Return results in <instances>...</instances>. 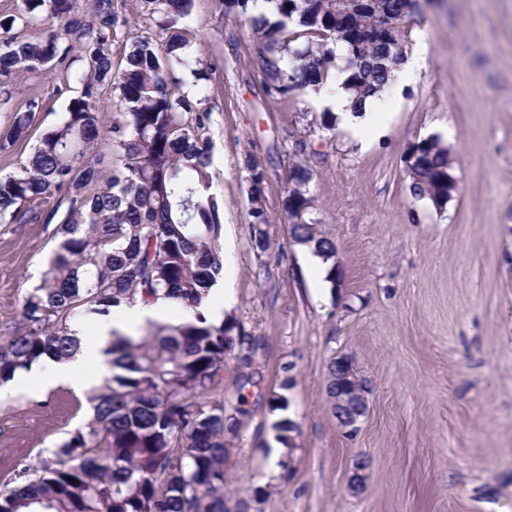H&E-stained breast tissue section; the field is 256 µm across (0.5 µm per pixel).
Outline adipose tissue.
Wrapping results in <instances>:
<instances>
[{"instance_id": "adipose-tissue-1", "label": "adipose tissue", "mask_w": 512, "mask_h": 512, "mask_svg": "<svg viewBox=\"0 0 512 512\" xmlns=\"http://www.w3.org/2000/svg\"><path fill=\"white\" fill-rule=\"evenodd\" d=\"M345 74H337L328 94L325 104L339 117L342 124L350 128L355 138L366 140L379 127L383 114L381 112L382 96H375L366 101L363 109L354 110L350 97L344 87ZM168 316L165 304L155 305L138 304L123 309L113 317L112 321L97 324L90 338L84 339L81 351L67 362H47L36 374L35 379L40 383H54L65 381L76 386H87V376L104 369L105 356L102 352L103 344L109 339L112 330H130L148 319H164Z\"/></svg>"}]
</instances>
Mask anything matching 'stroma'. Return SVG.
Instances as JSON below:
<instances>
[{
    "instance_id": "1",
    "label": "stroma",
    "mask_w": 512,
    "mask_h": 512,
    "mask_svg": "<svg viewBox=\"0 0 512 512\" xmlns=\"http://www.w3.org/2000/svg\"><path fill=\"white\" fill-rule=\"evenodd\" d=\"M417 80L381 136L359 142L315 93L265 98L258 45L222 0H194L180 33L202 59L180 89L210 114L212 191L222 204L225 318L245 335L218 390L239 421L224 491L260 512H512V0H431L406 23ZM77 78L39 73L0 100V128L40 95L28 138L0 151L18 171L80 96ZM439 138L460 189L443 209L412 196L407 153ZM268 175L267 250L254 243L245 155ZM312 170L310 220L336 244V284L316 285L283 209L292 161ZM59 236L56 224H0V336L20 320ZM372 387L356 432L326 394L332 358ZM284 395L297 424L286 466L272 425ZM88 390L59 382L0 388V462L30 464L85 419ZM371 465L351 489L360 457Z\"/></svg>"
}]
</instances>
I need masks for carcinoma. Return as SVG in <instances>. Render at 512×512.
Instances as JSON below:
<instances>
[{
	"instance_id": "1",
	"label": "carcinoma",
	"mask_w": 512,
	"mask_h": 512,
	"mask_svg": "<svg viewBox=\"0 0 512 512\" xmlns=\"http://www.w3.org/2000/svg\"><path fill=\"white\" fill-rule=\"evenodd\" d=\"M224 0V14L242 16L259 43L257 65L270 99L317 92L335 71L348 73L345 89L362 105L381 93L404 59L402 29L412 0ZM193 0H145L148 18L166 34L130 43L122 67L112 70V45L127 20L119 0H22L19 15L0 28H37L34 39L0 38V95L27 73L55 76L77 70L81 96L45 132L21 169L0 177V223L40 220L37 205H67L59 242L41 282L25 296L19 326L0 338V385L44 359L68 361L81 349L76 321L93 324L137 303L167 302L192 311L224 276L221 205L212 192L208 114L201 101L178 93L177 71L200 63L186 50L179 24ZM343 47L336 55L334 46ZM111 87L122 119L102 123L99 91ZM43 98L30 95L0 129V150L26 139ZM423 164L410 174L411 194L448 192L453 174L448 147L429 137L413 145ZM251 193L264 172L245 157ZM312 170L298 162L289 173L284 211H308ZM256 247L268 241L251 211ZM297 245L331 262L334 241L324 232ZM244 343L235 323L207 321L202 313L170 322L147 321L137 337L117 335L103 353L109 375L88 397V419L49 456L24 468L22 484L0 490V512H248L229 506L224 482L231 455L225 416L215 394L224 359ZM273 424L286 451L288 399ZM74 481H69V478Z\"/></svg>"
}]
</instances>
